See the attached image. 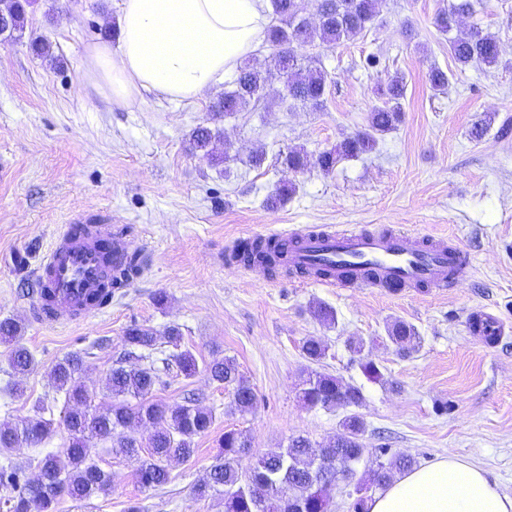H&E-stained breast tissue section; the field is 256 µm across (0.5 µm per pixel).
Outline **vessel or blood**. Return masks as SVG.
I'll return each instance as SVG.
<instances>
[{
  "mask_svg": "<svg viewBox=\"0 0 512 512\" xmlns=\"http://www.w3.org/2000/svg\"><path fill=\"white\" fill-rule=\"evenodd\" d=\"M112 239V262L120 264L128 242L96 215L80 212L55 234L34 277L43 295L34 307L49 325L69 324L91 313L90 295L102 282L100 237ZM291 268L326 265L318 284L328 288H370L398 294L411 288H444L466 273L470 257L445 239L384 227L333 230L308 225L290 233Z\"/></svg>",
  "mask_w": 512,
  "mask_h": 512,
  "instance_id": "1",
  "label": "vessel or blood"
}]
</instances>
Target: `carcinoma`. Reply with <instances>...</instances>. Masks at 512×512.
Instances as JSON below:
<instances>
[{"label": "carcinoma", "instance_id": "cac0c4a2", "mask_svg": "<svg viewBox=\"0 0 512 512\" xmlns=\"http://www.w3.org/2000/svg\"><path fill=\"white\" fill-rule=\"evenodd\" d=\"M36 0H0V14L10 19L7 36L22 34L28 9ZM275 24L269 26L267 40L278 51L272 64L265 70L243 64L227 83V88L212 106L214 116L231 117L239 112L258 110L263 101L262 91L272 77L283 82L287 99L313 111L325 106L327 74L321 68L307 65L311 57L297 53L296 47L333 48L345 41H353L376 24L381 0H315L318 21L310 23L300 10V0H271ZM482 0H448V7L438 11L434 25L448 37V52L460 67L472 65L495 67L501 59L500 41L494 34L480 27L460 29L458 16L471 15ZM379 103L370 108L366 127L343 138L336 145L317 155L314 165L326 174L331 173L345 159L372 153L378 140L393 130L401 121L406 97L404 78L395 74L374 89ZM220 130L208 126L196 127L190 136L192 151L213 164L223 161L215 154L214 141ZM308 155L302 150H291L283 163L292 171L307 167ZM287 242L279 239L253 240L236 245L227 259L248 267L261 266L267 270L285 273L288 263L285 254ZM141 254L133 251L125 255L120 265L108 275L112 287L119 288L138 278L144 270ZM387 339L401 355H408L421 343L416 328L396 320L386 329ZM0 337L13 342L9 365L18 374L29 372L34 358L21 342L19 325L12 319L0 320ZM128 354L143 361L141 365L112 367L107 379L112 394V405L100 413L89 411L92 396L86 386L77 381L83 366L78 353L58 361L50 371L57 390L65 393L68 410L64 424L69 432L66 448L46 454L38 463L34 479L25 476V467L13 462V451L45 440L53 432L51 420L43 417L45 408L36 407L35 413L20 421L0 422V489L7 512H56L59 500L67 496L86 500L107 493L112 487L111 476L95 461L96 445L111 441L112 453L134 457L140 445L131 435L133 426H149L148 456L139 462L137 481L145 489H155L171 480V465L194 456L195 439L208 432L213 424L211 411L196 400L184 404L167 405L151 399L156 386L162 383L161 370L152 360L159 342L178 345L181 332L175 326L162 331L132 324L122 336ZM302 355L311 362L325 356L326 346L317 338L306 339ZM177 367L185 378L199 373L195 356L188 350L175 356ZM208 376L231 390V408L244 415L257 407V395L240 374L236 361L230 357L214 360L206 365ZM299 400L307 407L347 409L363 401L361 388L345 385L336 377L311 371L301 380ZM342 431L333 441L321 448L303 436L292 437L288 446L262 455L248 469L243 470L239 460L250 448L247 435L239 430H227L205 475L192 491L200 499L213 497L224 502V512H328L331 492L336 489V477L354 483L356 498L353 512H368L371 500L368 492L383 489L395 474L410 471L416 459L410 454L388 455L376 466L357 477V466L365 448L362 437L366 430L364 420L356 413L343 417Z\"/></svg>", "mask_w": 512, "mask_h": 512}]
</instances>
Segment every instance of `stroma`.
Here are the masks:
<instances>
[{
    "instance_id": "1",
    "label": "stroma",
    "mask_w": 512,
    "mask_h": 512,
    "mask_svg": "<svg viewBox=\"0 0 512 512\" xmlns=\"http://www.w3.org/2000/svg\"><path fill=\"white\" fill-rule=\"evenodd\" d=\"M447 3L383 0L364 37L316 49L328 75L326 103L317 112L272 100L266 110L216 119V89L194 100L149 96L135 112L105 101L86 85L82 60L86 46L115 23L117 0H42L22 39L0 43V320L20 325L35 358L31 372L15 374L0 343V421L31 415L42 400L56 427L50 440L22 447L15 462L37 461L68 442L64 401L49 376L68 354L83 358L79 379L96 390L92 409L110 404L106 379L124 359L122 336L134 323L179 327L180 345L159 346L155 359L180 349L202 366L234 358L258 398L256 410L242 415L231 409L229 390L203 370L190 379L171 370L154 399L173 405L193 392L214 415L195 456L172 464L167 486L146 490L135 476L137 459L99 443L96 460L112 475L111 492L62 499L57 512H126L132 503L144 512H223L219 501L194 497L192 487L226 430L249 437L240 459L245 469L287 447L290 437L304 435L317 446L336 437L343 411L309 408L298 398L301 373L311 365L301 345L311 336L326 345L325 357L311 366L362 389L365 466L374 465L384 445L421 466L452 455L482 468L512 497V133H500L512 126V0H484L470 18L499 36L503 63L496 68L456 67L447 35L434 25ZM35 39L49 44L47 54L33 52ZM371 54L378 67H366ZM434 66L452 74L446 91L429 82ZM395 73L407 85L402 121L375 152L342 161L328 175L283 165L289 149L313 158L364 128L375 83ZM488 115L487 134L471 140L472 124ZM200 125L220 129L223 165L190 151V134ZM257 151L266 159L253 168L249 158ZM288 181L294 193L269 205V195ZM81 210L122 231L149 268L105 309L67 325L38 323L32 270L59 227ZM305 225H390L443 237L469 253L472 270L448 288L386 295L224 260L237 240ZM318 303L335 310V323L314 317ZM479 310L504 325L498 344L484 345L470 332L469 318ZM396 320L421 337L406 357L385 339ZM353 339L363 341L362 354L350 350ZM362 356L379 366L380 380L363 375Z\"/></svg>"
}]
</instances>
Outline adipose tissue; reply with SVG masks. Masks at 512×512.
<instances>
[{
  "mask_svg": "<svg viewBox=\"0 0 512 512\" xmlns=\"http://www.w3.org/2000/svg\"><path fill=\"white\" fill-rule=\"evenodd\" d=\"M270 0H121L116 42L85 49L83 77L104 99L140 109L145 94L191 100L218 86L267 39ZM368 512H512L485 472L453 456L397 476Z\"/></svg>",
  "mask_w": 512,
  "mask_h": 512,
  "instance_id": "1",
  "label": "adipose tissue"
}]
</instances>
